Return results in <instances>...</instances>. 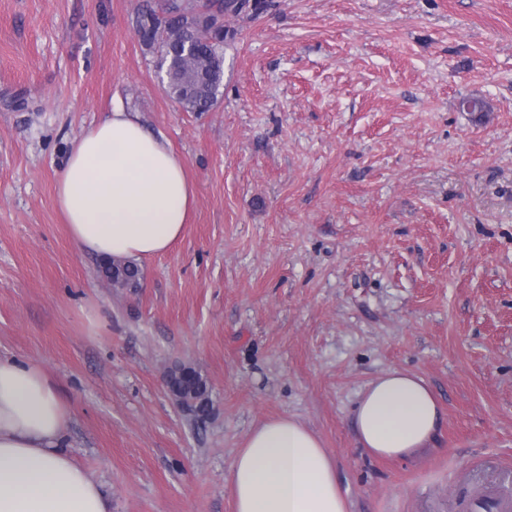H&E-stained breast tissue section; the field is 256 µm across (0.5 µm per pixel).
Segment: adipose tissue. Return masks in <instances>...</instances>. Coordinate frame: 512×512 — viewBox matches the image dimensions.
Listing matches in <instances>:
<instances>
[{"instance_id": "1", "label": "adipose tissue", "mask_w": 512, "mask_h": 512, "mask_svg": "<svg viewBox=\"0 0 512 512\" xmlns=\"http://www.w3.org/2000/svg\"><path fill=\"white\" fill-rule=\"evenodd\" d=\"M195 196L164 135L117 103L73 143L55 183L71 241L100 259L166 252L181 237ZM71 417L39 365L0 356V512H112L102 484L66 449ZM441 422L425 381L397 370L366 387L353 416L361 446L388 459L425 451ZM230 481L234 512H349L333 458L288 416L253 429Z\"/></svg>"}]
</instances>
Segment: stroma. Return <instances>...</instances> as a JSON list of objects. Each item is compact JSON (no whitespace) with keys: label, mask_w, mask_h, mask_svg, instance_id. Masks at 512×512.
I'll list each match as a JSON object with an SVG mask.
<instances>
[{"label":"stroma","mask_w":512,"mask_h":512,"mask_svg":"<svg viewBox=\"0 0 512 512\" xmlns=\"http://www.w3.org/2000/svg\"><path fill=\"white\" fill-rule=\"evenodd\" d=\"M150 0H0V355L72 409V455L112 512H233L252 430L295 418L351 512H469L512 497V0H274L228 16L224 96L186 112L135 33ZM483 102L471 112L467 100ZM120 103L195 183L183 236L117 289L54 183ZM213 406L188 419L165 376ZM422 378L427 450L360 448L376 378ZM169 378L174 391L189 395L194 401L196 417L198 419L206 417L212 405L211 389L201 372L191 366H181L171 370Z\"/></svg>","instance_id":"obj_1"}]
</instances>
